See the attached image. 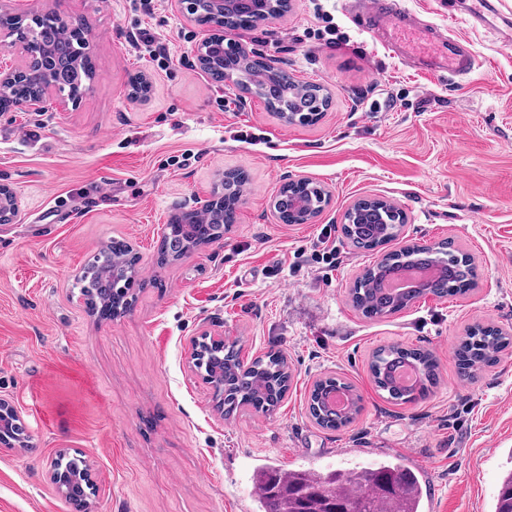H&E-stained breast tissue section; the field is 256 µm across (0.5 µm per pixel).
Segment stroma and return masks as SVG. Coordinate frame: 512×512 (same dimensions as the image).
I'll return each instance as SVG.
<instances>
[{
	"instance_id": "35a3bbf8",
	"label": "stroma",
	"mask_w": 512,
	"mask_h": 512,
	"mask_svg": "<svg viewBox=\"0 0 512 512\" xmlns=\"http://www.w3.org/2000/svg\"><path fill=\"white\" fill-rule=\"evenodd\" d=\"M470 3L398 0L436 47L466 40L479 66L465 77L388 50L367 0H291L233 32L327 89L321 119L302 126L208 79L193 58L204 32L177 0H0L90 30L95 63L79 100L0 115V183L20 203L0 224V395L30 433L0 449V512H75L48 478L62 453L92 467V512H256L258 466L329 472L404 449L428 482L425 512H491L512 455V349L467 381L459 341L477 323L512 329V48L472 25ZM138 73L151 82L143 103L129 95ZM227 170L248 177L232 231L159 264L171 216L209 200ZM298 177L330 201L313 223H280L271 200ZM366 198L404 211L398 246L450 240L471 254L476 287L379 319L354 310L348 290L378 254L351 247L341 224ZM116 237L136 250L141 286L112 319L75 282ZM206 327L240 339L244 360L285 354L291 386L272 415L214 410L190 369ZM389 344L432 352L439 385L411 403L383 398L369 360ZM328 374L363 399L335 431L307 409Z\"/></svg>"
}]
</instances>
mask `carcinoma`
Returning <instances> with one entry per match:
<instances>
[{"label": "carcinoma", "mask_w": 512, "mask_h": 512, "mask_svg": "<svg viewBox=\"0 0 512 512\" xmlns=\"http://www.w3.org/2000/svg\"><path fill=\"white\" fill-rule=\"evenodd\" d=\"M285 0H268L263 13L246 16L227 15L229 30L255 26L284 13ZM63 40V30L41 23L28 33L25 49L32 45ZM90 64L83 62L72 68L69 86L76 95H82L91 80ZM285 94L273 102L263 89L254 84L250 92L264 100L266 106L285 121L307 124L316 121L323 104L309 94L313 84L299 82L281 72ZM247 179L237 173L224 182V208L201 216L204 231L184 235L180 252L168 255L160 251V262L178 260L201 246L221 240L229 232L227 220L236 215L244 196ZM302 194L306 197L308 212L318 215L326 205L323 187L309 179L280 188V195ZM405 224L404 213L390 202L371 199L360 201L344 214L342 233L355 247L376 250L396 240ZM99 269L105 273L98 281L89 271H83L79 282L85 300L112 305V315L127 308L137 283V256L123 242H114L103 248L98 257ZM414 266H432L439 276L424 282L418 288L388 294L383 288L387 276ZM477 271L473 257L454 247L448 241L428 247L412 246L391 251L373 266L366 268L349 289L351 306L366 318H377L400 312L426 295L439 298L463 295L476 284ZM512 346V333L487 328L480 324L469 327L459 343L465 372L472 376L495 363L499 354ZM195 366L214 387V401L224 407V413L246 410L256 414L274 412L288 393L292 373L287 359L279 353H267L245 364L235 341L215 345L202 340L193 355ZM411 368L416 382L410 386L400 383L396 372ZM369 369L373 381L387 398L395 402H413L436 386L437 363L433 355L423 349L406 348L399 344L381 347L371 356ZM339 390L346 404L333 408L331 393ZM308 410L314 422L323 429L338 430L351 424L362 411V397L355 388L332 375L316 380L308 397ZM259 489L261 512H421L427 486L410 469L392 460L369 467L333 470L319 474L309 470L266 468L254 477ZM494 512H512V469L507 471L494 505Z\"/></svg>", "instance_id": "1"}]
</instances>
